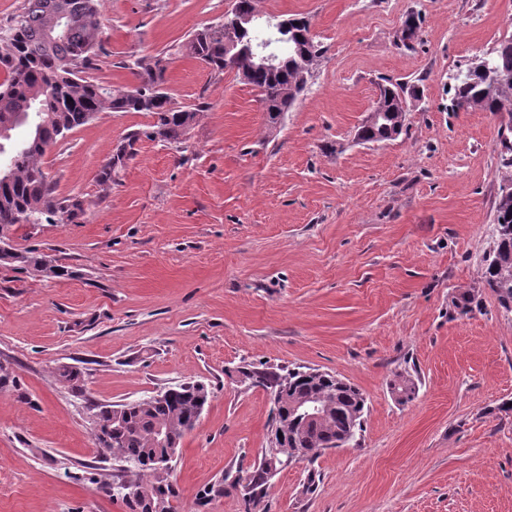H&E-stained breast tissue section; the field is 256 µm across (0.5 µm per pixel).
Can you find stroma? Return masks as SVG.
<instances>
[{
    "label": "stroma",
    "instance_id": "35a3bbf8",
    "mask_svg": "<svg viewBox=\"0 0 512 512\" xmlns=\"http://www.w3.org/2000/svg\"><path fill=\"white\" fill-rule=\"evenodd\" d=\"M233 0H102L89 76L136 79L129 56L169 52L166 86L206 103L182 143L140 138L112 185L96 175L142 112H101L43 159L78 224H18L10 243L63 278L0 266V512H127L106 486L95 406L182 382L211 398L181 441L175 512H245L240 483L268 446L269 394L235 381L247 361L308 366L364 393L363 431L280 471L259 512H512V313L478 268L493 247L501 116L451 109V76L512 38V0H257L309 18L324 53L276 130L234 72L173 54ZM412 48L395 44L408 13ZM419 85L405 131L356 133L382 79ZM472 312H455L463 292ZM70 366L82 394L55 379ZM409 372L399 403L388 383ZM223 481L207 506L196 496ZM416 388L417 384L408 372L396 373L389 381L390 392L401 396L397 399L400 403L411 401L415 397Z\"/></svg>",
    "mask_w": 512,
    "mask_h": 512
}]
</instances>
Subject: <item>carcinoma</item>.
I'll use <instances>...</instances> for the list:
<instances>
[{
  "label": "carcinoma",
  "instance_id": "cac0c4a2",
  "mask_svg": "<svg viewBox=\"0 0 512 512\" xmlns=\"http://www.w3.org/2000/svg\"><path fill=\"white\" fill-rule=\"evenodd\" d=\"M253 23L243 25L237 35L238 47L250 44L257 26L267 21L259 17L255 0H246ZM67 17L65 29L50 34L51 23L59 14ZM302 27L284 33L288 56L273 68L256 67L246 52L234 54L227 48L224 23L204 26L191 34L181 45L186 56L198 61L214 74L235 72L243 82L256 89L269 129L277 127L281 116L304 92L312 70L321 54V46L312 33L309 21L298 18ZM102 49L99 0H25L21 13L7 29L0 32V130L14 131L24 126L23 118L40 113L49 124L40 137L33 136L10 144L5 149L0 139V156L14 159L11 181L0 184V237L20 218L34 224H53L57 212L67 214L65 223L78 224L84 217L85 203L77 196L59 197L43 167L46 153L58 142L60 134L88 123L99 112H145L153 118L149 130L132 131L101 166L97 182L112 184L132 156L140 136L167 144H180L187 132L198 122L203 106H178L165 87L167 61L161 56L137 57L126 67L137 78L129 89H112L83 76ZM452 106L458 110L506 114L512 118V39L503 40L479 61L471 62L462 75L451 77ZM385 104L404 94L411 99L421 95L420 87H406L390 80L379 85ZM397 115L384 117L371 128L358 129V138L374 140L394 126ZM502 161L501 185L495 201L496 225L494 246L478 269V274L495 294L498 304L512 312V142L499 141ZM0 266L11 267L38 277L58 278L68 270L52 263L46 256L13 246L0 249ZM238 381L269 392L274 404V418L268 435L278 426L288 431L287 446L269 443L260 462L247 479L243 494L245 512H253L263 501L266 486L280 469L274 460L295 448L308 450V460L322 451L339 447V441L350 444L362 432L366 399L359 388L327 372L314 368H258L243 363L235 370ZM57 380L75 393L82 392L81 372L68 367L58 368ZM417 384L405 372L394 374L389 381L390 392L407 403L416 394ZM211 391L202 382H187L172 388L161 399L148 402L96 407L95 437L103 453L126 461L130 478L139 488L156 489L163 478L153 467V456L162 450L158 434L180 446L183 436L193 429L194 419L204 410ZM317 400L322 416L309 423L297 418L302 404ZM171 486L157 489V495L144 505L143 512H174Z\"/></svg>",
  "mask_w": 512,
  "mask_h": 512
}]
</instances>
